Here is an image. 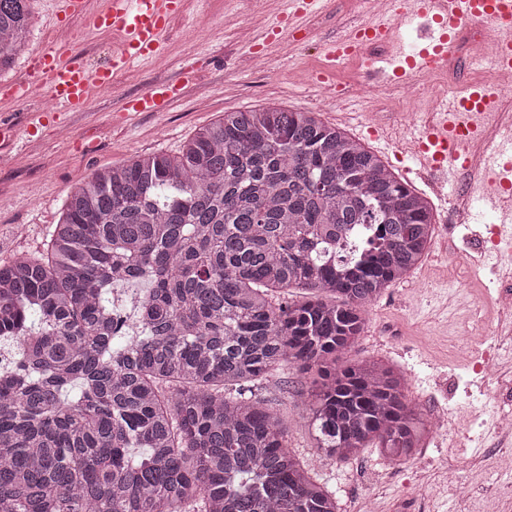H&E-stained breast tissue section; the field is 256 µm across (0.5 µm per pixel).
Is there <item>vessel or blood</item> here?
<instances>
[{
  "label": "vessel or blood",
  "instance_id": "obj_1",
  "mask_svg": "<svg viewBox=\"0 0 512 512\" xmlns=\"http://www.w3.org/2000/svg\"><path fill=\"white\" fill-rule=\"evenodd\" d=\"M63 16L83 18L93 30L116 35L104 62L76 58L65 46L47 49L36 60L32 79L0 85V104H18L36 88H46L54 111H86L95 91L111 88L115 77L141 60L164 50L170 20L184 10L185 0H103L90 9L89 0H58ZM423 20L429 45L415 54L404 48L401 32ZM486 21L496 31V69L512 77V0H381V7L356 21L350 32L326 41L329 58L357 54L370 40L387 42L384 57L368 66L381 83L409 84L416 73L435 69L452 50L457 31L466 23ZM193 80L190 70L162 81L126 102L130 112H161L180 99ZM417 176L436 191L453 186L467 172L474 193L496 216V247L512 252V113L500 109L495 91L482 86L440 101L436 111L402 141Z\"/></svg>",
  "mask_w": 512,
  "mask_h": 512
}]
</instances>
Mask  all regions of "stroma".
I'll return each instance as SVG.
<instances>
[{
  "mask_svg": "<svg viewBox=\"0 0 512 512\" xmlns=\"http://www.w3.org/2000/svg\"><path fill=\"white\" fill-rule=\"evenodd\" d=\"M371 8V0H328L321 13L303 21L299 34L286 30L274 38L263 25L278 20L281 0H188L186 12L170 23L163 53L141 62L134 76H118L116 90L95 92L91 111L48 117L32 136V115L50 106L45 90H36L25 104L0 108V122L16 133L11 145H0V264L19 253L44 254L69 193L96 171L141 154H178L198 129L227 112L275 105L314 112L332 126L342 112H380L385 130L404 136V116L414 100L396 85L374 84L366 94L336 99L313 81L323 42ZM31 9L25 48L0 71V82L24 78L35 53L51 45L70 43L90 63L112 48V34L90 30L80 18L59 20L54 0H32ZM256 52L262 63L244 64ZM187 67L194 68L196 80L165 111H124L126 99ZM499 80L490 64L476 63L459 49L446 70V92ZM466 187L459 180L453 197L436 202L435 236L421 265L368 306L362 336L342 357L346 363L393 365L404 377L408 400L425 417L443 413L447 432L433 435L426 451L409 459L389 460L368 448L324 466L307 421L310 374L284 364L256 390L285 421L290 448L335 492L340 512H359L365 504L371 512H477V501L457 498L442 465L462 466L500 446L493 421L501 410H512V385L485 380L450 358L443 337L465 301L457 282L494 296L512 290V278L489 257L494 216L481 202L471 203L467 223L452 225Z\"/></svg>",
  "mask_w": 512,
  "mask_h": 512,
  "instance_id": "stroma-1",
  "label": "stroma"
}]
</instances>
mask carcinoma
<instances>
[{
  "mask_svg": "<svg viewBox=\"0 0 512 512\" xmlns=\"http://www.w3.org/2000/svg\"><path fill=\"white\" fill-rule=\"evenodd\" d=\"M29 2L0 0V70ZM433 233L429 202L313 112H226L176 156L96 172L46 256L0 265V512H339L253 387L296 365L325 458L410 457L431 424L401 377L339 360ZM133 281L149 288L124 343L112 291Z\"/></svg>",
  "mask_w": 512,
  "mask_h": 512,
  "instance_id": "1",
  "label": "carcinoma"
}]
</instances>
